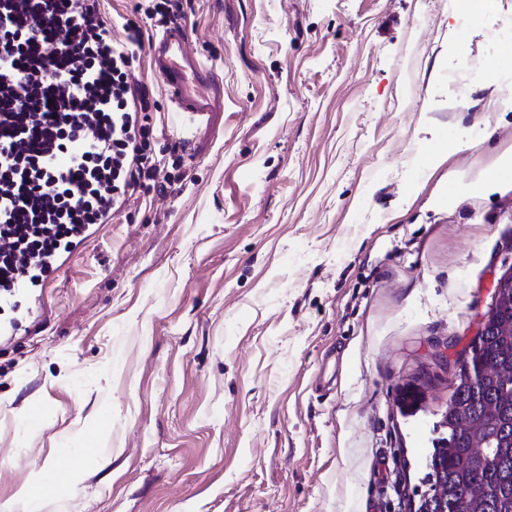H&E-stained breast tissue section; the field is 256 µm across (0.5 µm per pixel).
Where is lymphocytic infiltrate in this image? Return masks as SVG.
<instances>
[{"instance_id": "f902f5d3", "label": "lymphocytic infiltrate", "mask_w": 512, "mask_h": 512, "mask_svg": "<svg viewBox=\"0 0 512 512\" xmlns=\"http://www.w3.org/2000/svg\"><path fill=\"white\" fill-rule=\"evenodd\" d=\"M123 30L99 0H0V297L37 286L137 188L166 191L153 92L130 78L141 29Z\"/></svg>"}]
</instances>
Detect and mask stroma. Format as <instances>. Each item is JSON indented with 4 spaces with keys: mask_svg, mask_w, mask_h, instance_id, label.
I'll return each mask as SVG.
<instances>
[{
    "mask_svg": "<svg viewBox=\"0 0 512 512\" xmlns=\"http://www.w3.org/2000/svg\"><path fill=\"white\" fill-rule=\"evenodd\" d=\"M135 2L100 8L143 30L132 78L168 191L141 190L19 301L0 505L35 486L39 512H400L451 394L434 356L468 347L512 267V183L478 187L512 150L492 37L512 0L467 23L462 0H179L224 86L223 111L183 127ZM419 377L425 410L402 416ZM58 468L78 481L49 484Z\"/></svg>",
    "mask_w": 512,
    "mask_h": 512,
    "instance_id": "stroma-1",
    "label": "stroma"
}]
</instances>
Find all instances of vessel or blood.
Instances as JSON below:
<instances>
[{
    "instance_id": "b4317fda",
    "label": "vessel or blood",
    "mask_w": 512,
    "mask_h": 512,
    "mask_svg": "<svg viewBox=\"0 0 512 512\" xmlns=\"http://www.w3.org/2000/svg\"><path fill=\"white\" fill-rule=\"evenodd\" d=\"M183 25L172 24L150 45L155 71L169 88L178 122L203 119L224 104L221 82L186 50Z\"/></svg>"
}]
</instances>
